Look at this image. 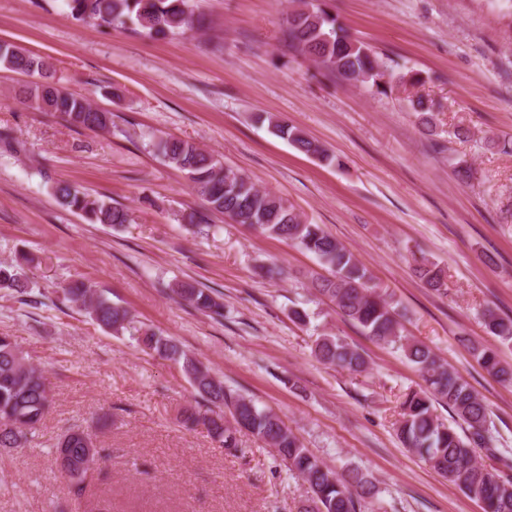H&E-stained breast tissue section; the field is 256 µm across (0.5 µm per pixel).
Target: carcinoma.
Here are the masks:
<instances>
[{
    "label": "carcinoma",
    "instance_id": "carcinoma-1",
    "mask_svg": "<svg viewBox=\"0 0 512 512\" xmlns=\"http://www.w3.org/2000/svg\"><path fill=\"white\" fill-rule=\"evenodd\" d=\"M65 2L76 18L106 26L130 23L150 35L184 32L199 24L188 8V0ZM286 38L347 82L376 89L386 84L387 76H396L410 85L420 82L410 70L397 72L388 68L379 54L354 37L320 0H302L301 6L288 13ZM0 64L24 74L42 75L46 71L41 56L2 40ZM20 95L30 107L59 112L74 126L106 129L112 125V114L96 110L84 95L65 91L49 80L22 89ZM409 106L423 127L431 126L436 108L434 100L417 96L409 99ZM269 127L298 151L322 162H333L325 148L288 122L271 120ZM158 147L170 164L188 175L211 209L238 224L255 226L269 237L293 242L318 259L328 275L314 277L313 288L336 306L340 316L360 327L366 335L399 346L407 361L422 373L425 390L407 394L402 403L397 436L403 446L418 453L438 475L480 501L484 512H512V478L495 467L477 462L475 457L478 448L497 454V449L492 447L491 418L483 399L428 346L401 334L394 301L370 284L367 267L320 225L305 222L282 197L258 189L243 174L224 167L214 154L177 138L163 139ZM54 194L63 206L91 224L117 227L130 223V215L123 208L94 199L71 183L58 184ZM415 263L416 272L430 288L438 291L445 285L443 271L437 264L424 257ZM0 288L23 294L28 284L14 265L0 263ZM173 292L203 313L224 316V305L206 288L178 282ZM65 294L105 329L119 333L131 324L126 308L94 294L82 281L70 282ZM484 325L500 341L512 342V318L490 312ZM138 341L144 350L179 365L194 391L207 402L204 410L182 409L181 423L190 429L204 425L209 435L229 452H244L240 442L244 433L273 448L308 485L310 495L301 512H361V501L376 496V485L367 475L359 470L338 475L304 448L276 414L224 385V379L189 355L175 338L146 330ZM472 352L489 374L512 384V365L504 364L494 349L474 346ZM314 354L321 363L352 373L366 369L363 354L337 335L317 337ZM436 401L448 406L462 422V430L438 418ZM51 402L44 372L26 362L13 337L0 336V448L22 447L28 432L47 414ZM87 438L82 432L70 431L59 439L55 448L57 464L69 472H77L72 485L77 495L84 492L87 475L103 459L99 450L86 459Z\"/></svg>",
    "mask_w": 512,
    "mask_h": 512
}]
</instances>
